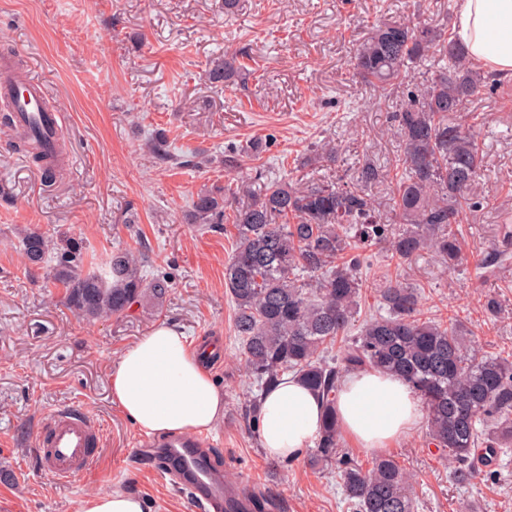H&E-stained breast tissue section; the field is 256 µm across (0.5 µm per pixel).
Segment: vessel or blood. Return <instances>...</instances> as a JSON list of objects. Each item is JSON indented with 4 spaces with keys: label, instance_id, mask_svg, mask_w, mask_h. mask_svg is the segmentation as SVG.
<instances>
[{
    "label": "vessel or blood",
    "instance_id": "vessel-or-blood-1",
    "mask_svg": "<svg viewBox=\"0 0 512 512\" xmlns=\"http://www.w3.org/2000/svg\"><path fill=\"white\" fill-rule=\"evenodd\" d=\"M25 92L15 94L16 82L8 70L0 71V91L12 94L14 110L21 122L44 120L47 128L57 129L62 117L41 114L44 90L38 79H25ZM103 438L98 421L73 408L50 412L35 435L42 469L56 480L71 478L86 469ZM206 436H164L144 439L141 452H154L165 459V472L184 490L197 512H229L240 502L239 493L224 480V470L216 466L208 452Z\"/></svg>",
    "mask_w": 512,
    "mask_h": 512
}]
</instances>
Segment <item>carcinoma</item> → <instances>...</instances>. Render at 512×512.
Returning <instances> with one entry per match:
<instances>
[{
	"label": "carcinoma",
	"mask_w": 512,
	"mask_h": 512,
	"mask_svg": "<svg viewBox=\"0 0 512 512\" xmlns=\"http://www.w3.org/2000/svg\"><path fill=\"white\" fill-rule=\"evenodd\" d=\"M439 45L441 34L426 23L386 20L360 42L353 69L368 85L392 86L408 65ZM441 60L438 73L417 87L397 114V227L376 212L370 187L381 174L367 160L343 186L294 187L284 181L257 195L242 184L232 214H226L219 189L197 194L189 211L194 224L228 215L235 225L238 239L224 267V288L235 306L246 372L261 392L290 372L322 399L318 456L341 471L354 512H415L417 496L392 456L378 455L366 470L341 453L336 393L351 372L380 369L408 383L426 405L427 435L448 452L458 485L468 483L476 467L490 471L512 452V360L466 348L453 318L424 316L418 289L387 280L378 289L382 313L348 336L366 288L352 254L356 243L384 244L399 264L424 250L450 268L463 260L457 226L464 207H479L469 192L483 172V152L477 132L448 114L478 96L484 80L451 35ZM23 146L46 177L59 173L46 164L35 139ZM50 243L39 230L27 233L28 262L43 264ZM83 256L82 242L67 240L57 252L55 279L65 288L66 305L87 320L120 317L146 296L160 299L167 292L161 281L147 280L143 260L127 249L87 273ZM505 257L502 250L478 261L479 275ZM336 345L338 354L332 356Z\"/></svg>",
	"instance_id": "cac0c4a2"
}]
</instances>
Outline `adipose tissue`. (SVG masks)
I'll use <instances>...</instances> for the list:
<instances>
[{
  "label": "adipose tissue",
  "mask_w": 512,
  "mask_h": 512,
  "mask_svg": "<svg viewBox=\"0 0 512 512\" xmlns=\"http://www.w3.org/2000/svg\"><path fill=\"white\" fill-rule=\"evenodd\" d=\"M454 32L484 77L512 81V0H456ZM111 393L146 433H197L224 415V391L203 366L191 340L160 325L129 346L111 372ZM336 410L343 435L355 446L386 448L417 428L425 410L400 377L378 370L345 376ZM322 401L288 375L263 394L257 433L264 453L300 459L318 438Z\"/></svg>",
  "instance_id": "adipose-tissue-1"
}]
</instances>
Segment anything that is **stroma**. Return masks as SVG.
<instances>
[{"label":"stroma","mask_w":512,"mask_h":512,"mask_svg":"<svg viewBox=\"0 0 512 512\" xmlns=\"http://www.w3.org/2000/svg\"><path fill=\"white\" fill-rule=\"evenodd\" d=\"M454 0H0V59L20 63L64 116L68 156L62 178L47 180L14 147L0 123V512H82L90 494L120 487L145 512H194L185 493L138 455L140 430L113 401L110 374L121 353L153 327L174 324L194 342L220 348L210 370L224 390V416L208 435L224 476L264 501V512H350L335 470L308 449L294 462L269 458L249 418V381L224 292V266L236 244L233 225L188 220L197 194L313 179L345 183L369 158L388 173L372 187L375 205L393 208L389 179L400 159L393 115L440 66L439 54L411 68L389 91L354 76L350 58L370 27L404 17L448 32ZM236 56L247 70L214 83L213 62ZM475 125L484 171L470 191L480 206L458 229L463 262L445 268L431 251L406 264L385 248L358 246L367 284L357 322L378 311L377 288L395 278L419 288L425 315L455 318L465 343L491 355L512 354V256L483 280L475 263L503 249L512 229V82L487 83L451 113ZM165 135L174 158L151 147ZM335 161L314 166L324 144ZM200 158L183 166L182 157ZM32 229L54 242L80 240L85 262L118 249L146 259L162 276L163 299L146 298L121 318L90 322L64 303L51 265H30L22 238ZM505 309L487 315V295ZM74 407L103 427L89 468L66 481L45 475L34 437L52 410ZM418 496L417 512H512V454L497 476L476 472L456 485L452 467L418 427L389 446Z\"/></svg>","instance_id":"obj_1"}]
</instances>
